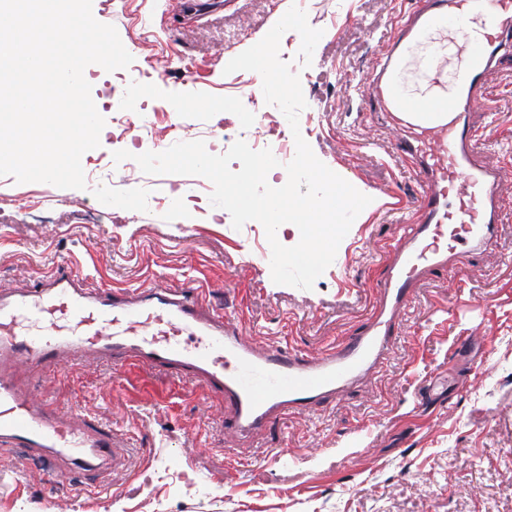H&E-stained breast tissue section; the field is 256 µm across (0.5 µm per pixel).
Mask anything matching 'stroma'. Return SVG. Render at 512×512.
Instances as JSON below:
<instances>
[{
  "label": "stroma",
  "mask_w": 512,
  "mask_h": 512,
  "mask_svg": "<svg viewBox=\"0 0 512 512\" xmlns=\"http://www.w3.org/2000/svg\"><path fill=\"white\" fill-rule=\"evenodd\" d=\"M323 35L311 63L285 32L280 57L300 76L299 127L315 156L372 202L355 219L313 289L275 284L271 248L253 222L234 228L200 176L147 175L135 155L203 141L225 153L263 137L276 149L289 123L251 71L227 63L258 43L290 7ZM410 0H92L133 58L89 65L103 105L134 85L130 131L106 123L83 155L85 188L31 186L0 176V289L27 288L78 262L88 288L185 280L211 291L256 344L317 352L343 342L373 310L376 282L398 238L418 220L414 165L380 125L364 88L392 48ZM476 104L479 157L499 170L495 246L418 284L386 364L340 401L228 440L224 407L198 379L144 367L114 370L84 356L74 374L35 388L60 413L110 425L126 465L77 512H512V54ZM126 150L130 159L115 162ZM137 205H127L129 195ZM82 474L49 479L0 450V512H50Z\"/></svg>",
  "instance_id": "35a3bbf8"
}]
</instances>
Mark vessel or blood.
I'll return each instance as SVG.
<instances>
[{
  "instance_id": "obj_1",
  "label": "vessel or blood",
  "mask_w": 512,
  "mask_h": 512,
  "mask_svg": "<svg viewBox=\"0 0 512 512\" xmlns=\"http://www.w3.org/2000/svg\"><path fill=\"white\" fill-rule=\"evenodd\" d=\"M411 14L369 89L416 163L423 219L397 242L382 272L379 308L344 342L308 354L249 342L230 314L209 308L196 282L90 292L76 265L58 266L38 287L0 291L1 447L41 460L57 476L100 479L123 466L111 427L89 414L59 413L24 376L30 367L75 370L89 352L117 370L136 364L201 380L223 401L224 427L235 437L342 398L378 371L415 286L453 266L459 248L492 244L501 209L495 169L474 159L470 115L498 55L512 47V0H413ZM475 17L483 33L473 32ZM444 22L467 50L454 91L406 97V54Z\"/></svg>"
}]
</instances>
